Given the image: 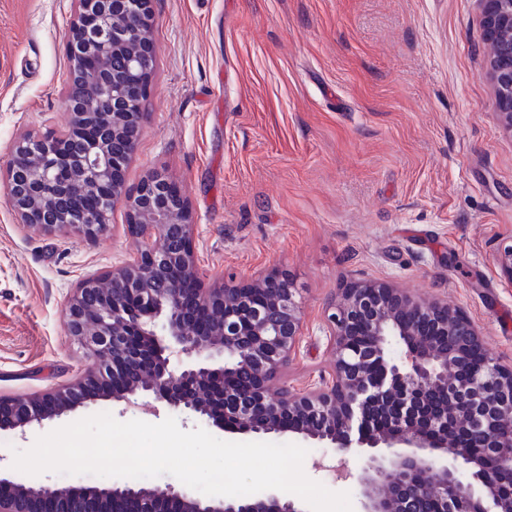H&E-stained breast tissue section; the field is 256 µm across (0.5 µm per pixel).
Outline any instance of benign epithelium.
Returning a JSON list of instances; mask_svg holds the SVG:
<instances>
[{"mask_svg": "<svg viewBox=\"0 0 512 512\" xmlns=\"http://www.w3.org/2000/svg\"><path fill=\"white\" fill-rule=\"evenodd\" d=\"M496 108L512 131V0H482ZM65 34L69 81L93 88L97 111L66 90L72 126L93 132L80 150L51 131L20 137L3 178L18 223L93 242L108 229L113 208H127L137 237L133 256L108 273L83 276L69 297L64 333L95 361L94 372L28 398H0L12 413L1 429L20 433L97 397L125 407L152 399L222 430L294 432L326 441L340 476L362 487L361 512H512V367L486 352L464 313L386 282H350L328 315L336 353L334 375L310 387L267 384L287 365L303 330L297 289L272 271L245 288L204 287L191 249L188 204L160 172L133 190L123 171L140 137L142 102L155 62L153 0H77ZM122 67L107 77L104 62ZM357 332L373 344L356 345ZM443 397L439 424L418 421L419 403ZM463 421L485 448L448 443V420ZM359 448L361 474L343 469ZM0 512H307L276 491L259 497L202 501L173 485H95L80 489L25 485L0 470Z\"/></svg>", "mask_w": 512, "mask_h": 512, "instance_id": "obj_1", "label": "benign epithelium"}]
</instances>
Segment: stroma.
I'll return each instance as SVG.
<instances>
[{"instance_id": "obj_1", "label": "stroma", "mask_w": 512, "mask_h": 512, "mask_svg": "<svg viewBox=\"0 0 512 512\" xmlns=\"http://www.w3.org/2000/svg\"><path fill=\"white\" fill-rule=\"evenodd\" d=\"M157 53L135 187L166 175L188 200L205 285L242 286L286 272L304 335L280 381L302 389L331 376L328 304L354 280H381L464 311L490 352L512 365V281L498 251L512 242V132L495 105L481 0H154ZM74 0H0V165L20 135L64 132L65 33ZM126 210L88 243L18 224L0 182V396L48 391L88 363L63 332L83 275L134 251ZM108 412L157 424L160 409L120 412L102 397L25 434L0 430V467L14 450ZM304 445L305 474L351 496L334 449Z\"/></svg>"}]
</instances>
